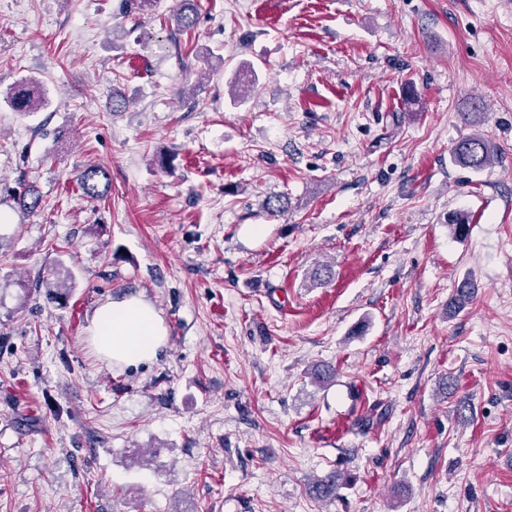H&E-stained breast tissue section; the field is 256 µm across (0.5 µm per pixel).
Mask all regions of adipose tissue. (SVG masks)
I'll use <instances>...</instances> for the list:
<instances>
[{
  "mask_svg": "<svg viewBox=\"0 0 512 512\" xmlns=\"http://www.w3.org/2000/svg\"><path fill=\"white\" fill-rule=\"evenodd\" d=\"M98 354L116 365L154 359L168 342V329L156 309L139 297L101 304L89 327Z\"/></svg>",
  "mask_w": 512,
  "mask_h": 512,
  "instance_id": "adipose-tissue-1",
  "label": "adipose tissue"
}]
</instances>
